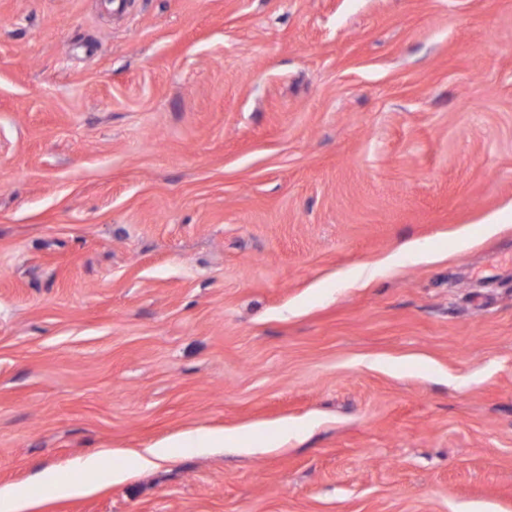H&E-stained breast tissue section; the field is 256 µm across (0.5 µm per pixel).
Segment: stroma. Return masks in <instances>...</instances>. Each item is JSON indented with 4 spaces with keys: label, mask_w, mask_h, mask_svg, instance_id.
<instances>
[{
    "label": "stroma",
    "mask_w": 512,
    "mask_h": 512,
    "mask_svg": "<svg viewBox=\"0 0 512 512\" xmlns=\"http://www.w3.org/2000/svg\"><path fill=\"white\" fill-rule=\"evenodd\" d=\"M30 512H512V0H0V489ZM236 440L235 435L224 433V429L193 430L185 433L173 446H149L140 452H134L130 455L125 468L112 469L103 466L108 451L100 450L90 454L79 464L81 473L87 477L82 483H76L72 479H60L54 472H46L41 482L46 483L58 497L91 491L101 484L124 479L128 470L148 469L159 465L170 457L164 448H216L224 447V443ZM34 505L24 489L0 490L1 512H24Z\"/></svg>",
    "instance_id": "1"
}]
</instances>
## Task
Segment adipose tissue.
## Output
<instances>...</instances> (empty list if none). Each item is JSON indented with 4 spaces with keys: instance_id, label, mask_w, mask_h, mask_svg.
<instances>
[{
    "instance_id": "adipose-tissue-1",
    "label": "adipose tissue",
    "mask_w": 512,
    "mask_h": 512,
    "mask_svg": "<svg viewBox=\"0 0 512 512\" xmlns=\"http://www.w3.org/2000/svg\"><path fill=\"white\" fill-rule=\"evenodd\" d=\"M107 451H99L90 454L80 464V471L84 476L83 482H76L72 479L59 478L56 473L48 472L42 477L54 492L55 496L62 497L75 493L86 492L95 489L101 484L124 479L128 470L148 469L159 465L160 462L168 459L169 454L161 446H150L142 451L132 453L126 467L105 468L104 460L107 458Z\"/></svg>"
}]
</instances>
